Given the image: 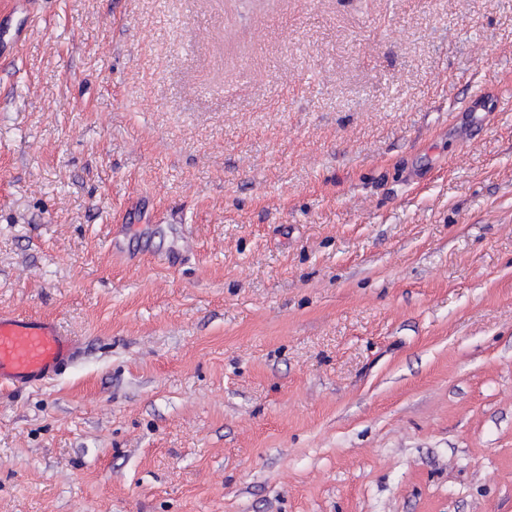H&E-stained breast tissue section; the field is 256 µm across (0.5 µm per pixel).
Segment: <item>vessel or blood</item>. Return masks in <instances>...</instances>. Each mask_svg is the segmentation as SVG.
<instances>
[{"instance_id":"vessel-or-blood-1","label":"vessel or blood","mask_w":512,"mask_h":512,"mask_svg":"<svg viewBox=\"0 0 512 512\" xmlns=\"http://www.w3.org/2000/svg\"><path fill=\"white\" fill-rule=\"evenodd\" d=\"M81 339L48 317L0 312V388L21 392L45 385L82 359Z\"/></svg>"}]
</instances>
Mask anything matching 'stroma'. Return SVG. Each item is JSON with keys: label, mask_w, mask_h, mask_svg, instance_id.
<instances>
[{"label": "stroma", "mask_w": 512, "mask_h": 512, "mask_svg": "<svg viewBox=\"0 0 512 512\" xmlns=\"http://www.w3.org/2000/svg\"><path fill=\"white\" fill-rule=\"evenodd\" d=\"M0 512H512V0H0ZM86 347L52 318L0 312V388L45 385L82 359Z\"/></svg>", "instance_id": "1"}]
</instances>
